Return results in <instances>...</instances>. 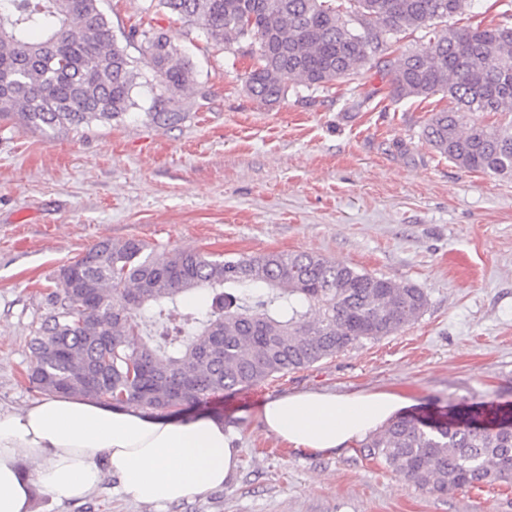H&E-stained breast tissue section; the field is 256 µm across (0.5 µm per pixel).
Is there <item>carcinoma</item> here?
I'll return each mask as SVG.
<instances>
[{"label": "carcinoma", "mask_w": 512, "mask_h": 512, "mask_svg": "<svg viewBox=\"0 0 512 512\" xmlns=\"http://www.w3.org/2000/svg\"><path fill=\"white\" fill-rule=\"evenodd\" d=\"M100 0H0V119L52 140L110 123L136 102V74ZM484 0H158L230 46L249 38L244 88L267 104L288 86L328 89L367 64L386 71L394 101L449 96L422 134L467 171L512 175V25L456 28ZM416 31L425 50H388ZM161 93L152 119L183 120L174 105L192 82L165 33L148 38ZM49 314L30 339L29 382L44 393L136 404L157 414L307 369L418 319L428 298L413 284L313 253L224 256L158 252L135 238L101 241L64 265L46 293ZM366 457L433 496L512 480V413L466 420L399 415L361 444Z\"/></svg>", "instance_id": "1"}]
</instances>
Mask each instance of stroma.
Returning <instances> with one entry per match:
<instances>
[{
  "label": "stroma",
  "mask_w": 512,
  "mask_h": 512,
  "mask_svg": "<svg viewBox=\"0 0 512 512\" xmlns=\"http://www.w3.org/2000/svg\"><path fill=\"white\" fill-rule=\"evenodd\" d=\"M138 75L136 106L54 140L0 122V411L41 399L29 341L49 312L59 268L102 240L160 251L307 252L411 283L417 321L312 367L216 395L173 418L216 416L237 434L224 486L163 512H512V483L432 496L358 445L292 448L268 435L269 398L303 391H388L406 413L439 418L512 406V176L459 168L422 135L447 96L392 101L378 68L332 88L250 96L247 43L224 46L155 0H100ZM169 35L190 61L185 117L152 121L147 35ZM103 475L78 502L39 493L32 512H151Z\"/></svg>",
  "instance_id": "1"
}]
</instances>
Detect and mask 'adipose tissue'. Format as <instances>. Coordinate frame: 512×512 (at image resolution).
I'll list each match as a JSON object with an SVG mask.
<instances>
[{"label":"adipose tissue","instance_id":"ef3b65f1","mask_svg":"<svg viewBox=\"0 0 512 512\" xmlns=\"http://www.w3.org/2000/svg\"><path fill=\"white\" fill-rule=\"evenodd\" d=\"M405 401L387 391H316L266 401L267 434L293 448L337 451L390 421ZM232 428L216 417L162 418L137 405L49 394L16 412H0V512H31L35 490L57 501L89 496L102 473L121 492L159 512L223 486L238 458ZM33 469L23 472L22 462Z\"/></svg>","mask_w":512,"mask_h":512}]
</instances>
